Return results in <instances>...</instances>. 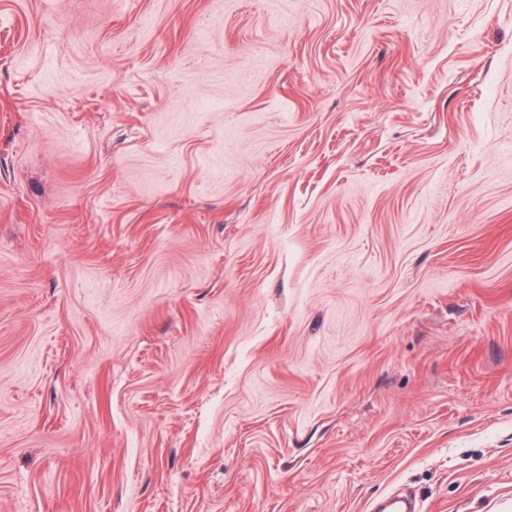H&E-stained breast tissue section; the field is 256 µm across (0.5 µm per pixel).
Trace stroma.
<instances>
[{
  "label": "stroma",
  "instance_id": "stroma-1",
  "mask_svg": "<svg viewBox=\"0 0 512 512\" xmlns=\"http://www.w3.org/2000/svg\"><path fill=\"white\" fill-rule=\"evenodd\" d=\"M512 512V0H0V512Z\"/></svg>",
  "mask_w": 512,
  "mask_h": 512
}]
</instances>
